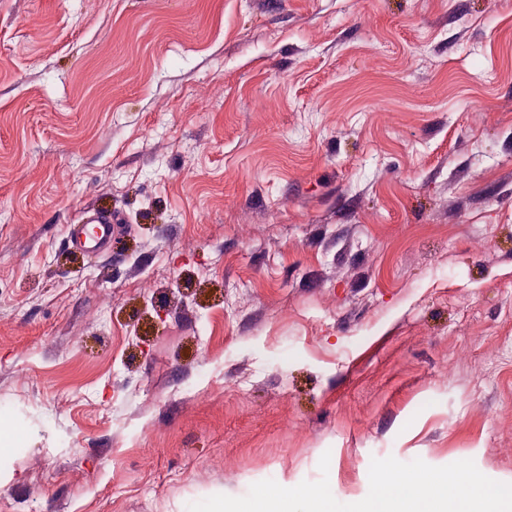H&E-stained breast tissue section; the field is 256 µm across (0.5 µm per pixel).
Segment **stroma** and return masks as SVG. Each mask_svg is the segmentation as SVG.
Wrapping results in <instances>:
<instances>
[{"label": "stroma", "instance_id": "1", "mask_svg": "<svg viewBox=\"0 0 512 512\" xmlns=\"http://www.w3.org/2000/svg\"><path fill=\"white\" fill-rule=\"evenodd\" d=\"M0 421V512L512 484V0H0ZM69 234L73 245L85 247L92 244L104 248L112 238V215L93 213L83 219L82 224L71 225Z\"/></svg>", "mask_w": 512, "mask_h": 512}]
</instances>
